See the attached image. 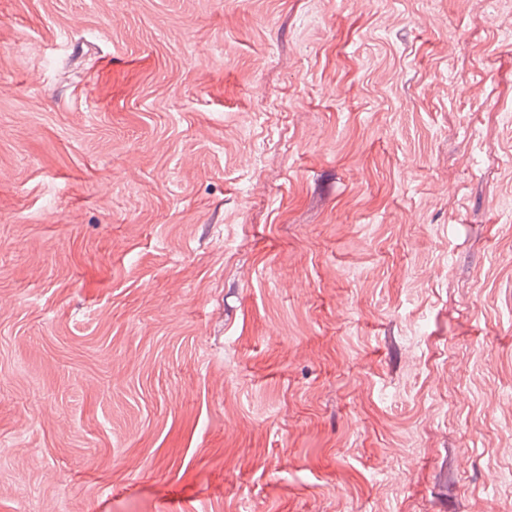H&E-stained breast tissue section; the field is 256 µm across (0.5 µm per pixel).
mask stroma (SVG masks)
<instances>
[{
	"label": "stroma",
	"instance_id": "1",
	"mask_svg": "<svg viewBox=\"0 0 512 512\" xmlns=\"http://www.w3.org/2000/svg\"><path fill=\"white\" fill-rule=\"evenodd\" d=\"M508 28L0 0V512H512Z\"/></svg>",
	"mask_w": 512,
	"mask_h": 512
}]
</instances>
